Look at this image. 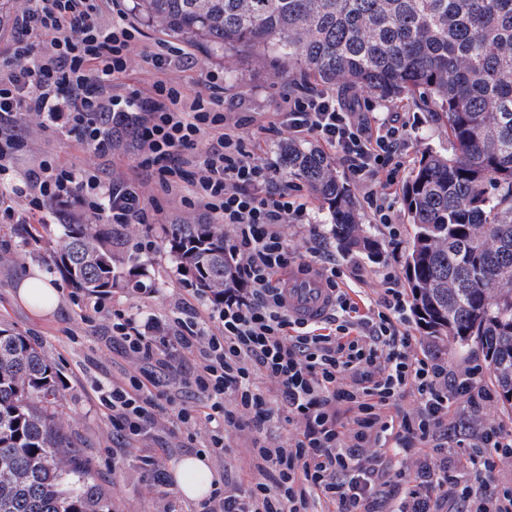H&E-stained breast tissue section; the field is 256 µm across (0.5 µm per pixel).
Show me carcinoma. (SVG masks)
I'll return each instance as SVG.
<instances>
[{
	"mask_svg": "<svg viewBox=\"0 0 512 512\" xmlns=\"http://www.w3.org/2000/svg\"><path fill=\"white\" fill-rule=\"evenodd\" d=\"M163 33L282 60L280 80L350 86L432 105L448 155L425 151L402 188L412 244L406 259L414 313L426 335L481 354L512 410V0H141ZM286 167L331 218L346 251L377 248L358 202L321 151L286 142ZM53 262L77 291L108 292L136 256L112 252L135 224H62ZM169 252L212 299L236 286L224 225L171 224ZM65 397L27 337L0 329V512H112L65 432Z\"/></svg>",
	"mask_w": 512,
	"mask_h": 512,
	"instance_id": "1",
	"label": "carcinoma"
}]
</instances>
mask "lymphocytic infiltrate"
I'll use <instances>...</instances> for the list:
<instances>
[{
    "label": "lymphocytic infiltrate",
    "instance_id": "obj_1",
    "mask_svg": "<svg viewBox=\"0 0 512 512\" xmlns=\"http://www.w3.org/2000/svg\"><path fill=\"white\" fill-rule=\"evenodd\" d=\"M107 8L112 20L104 24ZM16 25L17 36L0 51L1 224H43L54 212L150 224L160 207L139 189L143 180L224 227L236 287L206 314L170 325L113 310L112 342L140 368L96 387L128 439L147 434L169 404L181 424H209L205 448L220 456L228 430H258L275 416L258 379L278 385L295 428L287 447L253 439L261 481L215 490L201 512H378L382 499L393 512H443L454 501L468 512H512V486L490 485L497 468L512 462V429L471 424L492 399L480 359L455 371L419 348L391 262L377 272L382 297L368 301L363 266L330 250L301 186L256 152L261 132L310 137L334 150L361 191L369 223L396 246L395 203L412 132L399 105L380 112L358 88L298 85L274 120L225 111L223 72H208L207 92L189 97L167 76L179 66L171 53L138 54L141 31L124 0H21ZM136 55L162 74L145 93L120 89ZM25 114L42 128L67 131L106 162L115 131L132 127L138 181H108L90 164L66 166L49 156L18 172L23 142L15 129ZM293 239L303 249L290 247ZM293 265L331 289L325 319L289 314L282 273ZM189 357L185 383L200 398L196 408L176 404L167 389L168 373ZM409 392L418 405L407 410L399 402ZM455 403L469 420L452 441L446 421ZM343 408L353 414L349 421L340 419ZM380 443L389 444V454H369ZM418 447L422 458L410 476L403 459Z\"/></svg>",
    "mask_w": 512,
    "mask_h": 512
}]
</instances>
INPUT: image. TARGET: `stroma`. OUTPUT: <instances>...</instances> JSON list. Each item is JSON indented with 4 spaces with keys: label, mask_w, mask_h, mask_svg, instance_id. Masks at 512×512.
<instances>
[{
    "label": "stroma",
    "mask_w": 512,
    "mask_h": 512,
    "mask_svg": "<svg viewBox=\"0 0 512 512\" xmlns=\"http://www.w3.org/2000/svg\"><path fill=\"white\" fill-rule=\"evenodd\" d=\"M128 20L141 30L140 44L145 50L167 42L182 55L192 57L193 65L177 69L175 76L185 93L204 90L208 71L224 73V103L240 111L271 113L280 108L289 91L287 80L272 82L266 68L257 66L244 55L215 56L203 47L176 39H164L154 23L136 10V0H127ZM416 120L409 145L410 160H417L425 149L447 152L448 134L431 108L408 102ZM24 147L15 160L18 170L31 168L42 156L59 163L88 160L86 146L78 144L65 131L41 130L37 124L24 122L18 129ZM369 235L380 244L378 255L361 256L368 277L364 286L371 299H379L382 290L375 276L384 258L395 257L397 271H404L411 245L409 224H402L398 249L378 225H367ZM40 248L25 246L15 225L0 223V249L14 254L9 265H0V328L27 336L41 348L51 363L65 396L63 418L67 432L80 457L88 464L95 483L112 498V512H199V502L183 498L171 476L177 460L196 454L206 442L207 427L198 423L185 427L175 418L165 417L139 440L129 442L112 425V414L96 399L97 383L120 380L136 373L137 366L118 347L113 346L108 326L116 309H132L141 318L161 321L178 316L184 285L176 270L178 264L165 243L155 252L140 256L138 281L122 279L98 304L88 303L65 281L51 261L62 237L60 226L44 231ZM36 268L50 277L61 290L58 309L43 318L35 317L15 296L16 285L29 269ZM253 435L249 431H229L223 456H207L206 462L217 481L248 484L259 477L250 469L248 459ZM156 463L164 473L163 482H153L149 463Z\"/></svg>",
    "instance_id": "stroma-1"
}]
</instances>
